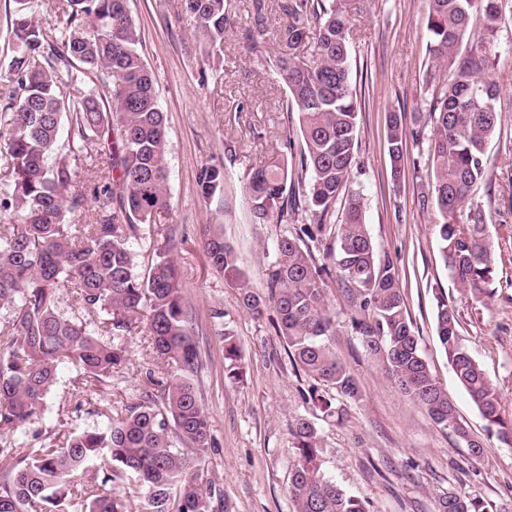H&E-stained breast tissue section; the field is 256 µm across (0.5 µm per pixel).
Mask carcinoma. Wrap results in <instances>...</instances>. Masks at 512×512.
Returning <instances> with one entry per match:
<instances>
[{
  "label": "carcinoma",
  "instance_id": "1",
  "mask_svg": "<svg viewBox=\"0 0 512 512\" xmlns=\"http://www.w3.org/2000/svg\"><path fill=\"white\" fill-rule=\"evenodd\" d=\"M359 0H284L291 17L280 31L281 48L267 64L287 87L285 112L297 115L299 135L285 137L290 154L246 173L251 211L260 224H287L301 208L317 223L277 239L268 269L272 328L288 357L313 381L349 397L358 395L351 375L331 350L336 319L328 306L325 278L337 273L372 317L353 320L364 351L433 424L451 432L478 458L484 446L471 439L452 401L422 356L392 260L377 258L363 218L359 193L347 189L358 148L357 93L350 81V14ZM429 52L450 78L429 106L432 132L427 169L443 223L442 254L463 293L480 302L490 295L494 249L484 212L462 213L472 188L486 177V148L500 127L496 86L478 74L494 63L491 51L504 0H427ZM9 36L16 46L8 62L13 84L7 131H0L7 183L0 191V430L14 432L45 416L57 368L71 363L94 384H104L122 365L116 340L144 323L158 357L175 368L140 401L102 428L60 446L31 448L0 481V512H126L112 492L126 475L146 491L150 512H208L198 461L213 445L209 416L192 376L199 353L184 305L183 287L168 246L155 249L148 269L135 267L134 243L141 226L170 212L167 188L169 141L152 73L128 0H62L59 26L34 11L33 0H14ZM202 38L204 54L220 57L226 24L224 0H184ZM315 19L317 59L296 50L307 39L301 15ZM467 59L459 60L464 42ZM83 86L79 96L70 89ZM69 125L68 148L58 143ZM387 152L398 167L407 146L403 115L387 120ZM85 160L91 197L71 192L75 167ZM224 183V169L202 167L199 195L208 200ZM96 204L93 221L71 215ZM339 223L334 265L318 263L304 243ZM201 247L225 286L238 290L243 308L260 313L263 299L241 271L221 235L206 229ZM72 295L80 316L59 309V293ZM95 329H89V325ZM436 333L458 384L487 422L489 432L512 447V425L500 416L501 396L480 363L461 344L458 311L435 296ZM236 336L224 332V359L233 379L242 376ZM294 438L289 495L295 512H368L322 468L320 437L305 417ZM111 467L100 481L78 476L102 456ZM470 493L438 498L437 512H492Z\"/></svg>",
  "mask_w": 512,
  "mask_h": 512
}]
</instances>
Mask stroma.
Returning <instances> with one entry per match:
<instances>
[{
  "label": "stroma",
  "instance_id": "1",
  "mask_svg": "<svg viewBox=\"0 0 512 512\" xmlns=\"http://www.w3.org/2000/svg\"><path fill=\"white\" fill-rule=\"evenodd\" d=\"M279 0H268L263 33H256L249 0H225L229 21L224 55L201 54L194 22L183 0H129L140 32V50L155 76L165 114L170 155L168 192L172 210L160 219V234L136 244V267L145 270L157 245L172 239V256L183 284L202 366L194 377L210 416L212 448L200 458L208 488V512H294L288 485L294 455L290 424L308 417L321 438L327 475L360 498L368 512H435L440 495L468 492L512 512V447L502 444L459 386L438 341L435 295L445 292L459 311L463 345L497 386L503 417L512 420V0H505L495 37L496 63L481 74L498 89L500 130L488 148L487 176L469 197L489 217L495 245L491 294L463 298L441 255V217L431 202V182L422 169L430 128L425 127L434 87L425 80L430 63L426 0H360L350 18L351 81L359 112V148L349 184L363 198L364 218L379 256L390 257L400 276L406 308L423 356L484 452L471 458L464 443L437 428L376 360L361 347L351 321L360 317L338 277L327 280L328 302L338 333L332 342L358 386L357 398L338 394L336 416L326 417L302 397L312 386L294 369L271 326L273 313L242 308L235 289L209 265L198 245L209 224L235 251L257 293H266V273L278 237L296 224H312L309 211L295 224L254 223L244 175L281 156L288 127L285 84L266 61L278 48L287 22ZM404 113L409 140L400 171H392L386 147L388 113ZM224 170V186L209 199L198 195L202 166ZM240 346L242 378L227 376L224 334ZM123 366L107 383L86 384L79 370L59 365L45 418L0 434L16 456L28 448L105 426L125 406L139 401L152 382L169 378L145 335L122 340Z\"/></svg>",
  "mask_w": 512,
  "mask_h": 512
}]
</instances>
